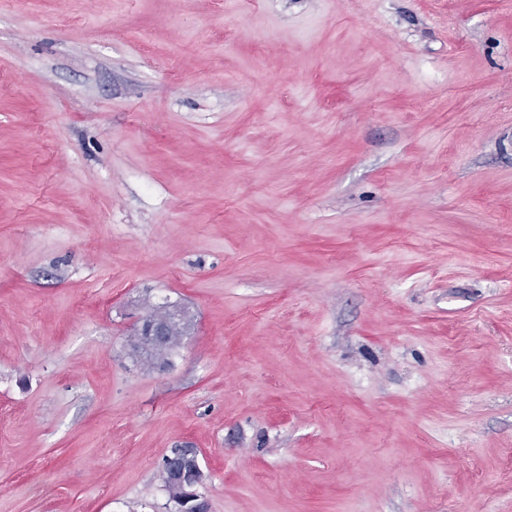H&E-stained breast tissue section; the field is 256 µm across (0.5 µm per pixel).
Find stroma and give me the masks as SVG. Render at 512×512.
<instances>
[{
	"label": "stroma",
	"instance_id": "obj_1",
	"mask_svg": "<svg viewBox=\"0 0 512 512\" xmlns=\"http://www.w3.org/2000/svg\"><path fill=\"white\" fill-rule=\"evenodd\" d=\"M176 448L512 512V0H0V512H173ZM167 310V318L146 316L135 329L133 335L137 336V338L133 350L143 364L153 365L155 360H161L164 363L174 347L178 344L180 338L190 329L191 325L188 323V320L185 319L186 314L180 307H168ZM178 319L185 320L178 326L172 342L166 348L161 350L154 349L140 339V336H145L151 341L163 342L166 336H168L169 321Z\"/></svg>",
	"mask_w": 512,
	"mask_h": 512
}]
</instances>
